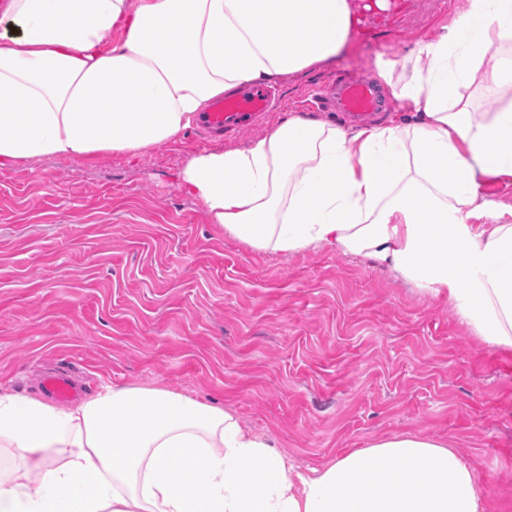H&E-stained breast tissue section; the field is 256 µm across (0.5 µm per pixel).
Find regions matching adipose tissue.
<instances>
[{"mask_svg": "<svg viewBox=\"0 0 512 512\" xmlns=\"http://www.w3.org/2000/svg\"><path fill=\"white\" fill-rule=\"evenodd\" d=\"M392 0H0V168L140 158L209 101L339 56ZM401 110L342 127L289 113L180 172L226 236L271 254L364 256L512 353V0H466L434 37L377 55ZM494 97L489 112L473 96ZM0 512H491L459 449L402 433L301 473L235 414L112 386L75 406L0 390Z\"/></svg>", "mask_w": 512, "mask_h": 512, "instance_id": "adipose-tissue-1", "label": "adipose tissue"}]
</instances>
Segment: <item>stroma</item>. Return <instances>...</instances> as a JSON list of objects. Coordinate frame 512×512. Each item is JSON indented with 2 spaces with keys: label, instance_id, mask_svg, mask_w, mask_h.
Returning <instances> with one entry per match:
<instances>
[{
  "label": "stroma",
  "instance_id": "stroma-1",
  "mask_svg": "<svg viewBox=\"0 0 512 512\" xmlns=\"http://www.w3.org/2000/svg\"><path fill=\"white\" fill-rule=\"evenodd\" d=\"M465 0H396L335 61L274 82L241 146L337 75L435 36ZM205 137L140 159L42 160L0 169V387L40 395L63 369L84 395L175 390L235 412L316 467L402 432L448 442L493 512H512V355L380 264L333 252L272 255L226 237L179 173Z\"/></svg>",
  "mask_w": 512,
  "mask_h": 512
}]
</instances>
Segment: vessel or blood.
I'll use <instances>...</instances> for the list:
<instances>
[{
  "label": "vessel or blood",
  "mask_w": 512,
  "mask_h": 512,
  "mask_svg": "<svg viewBox=\"0 0 512 512\" xmlns=\"http://www.w3.org/2000/svg\"><path fill=\"white\" fill-rule=\"evenodd\" d=\"M270 101L269 88L261 84L246 85L213 100L202 114L200 122L213 132L236 130L249 124L259 112L265 111ZM325 104L335 111L345 113L359 124L390 108V103L379 85L351 76L337 83L335 90L327 96ZM42 388L48 395L60 401H71L78 396L75 384L63 374L46 376L42 380Z\"/></svg>",
  "instance_id": "vessel-or-blood-1"
}]
</instances>
